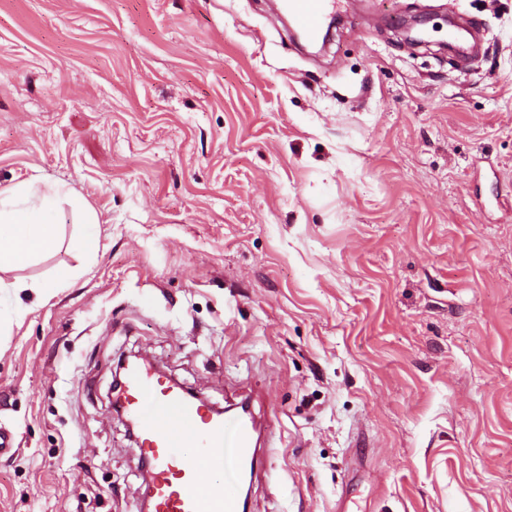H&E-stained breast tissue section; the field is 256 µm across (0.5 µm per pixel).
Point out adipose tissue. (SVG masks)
I'll use <instances>...</instances> for the list:
<instances>
[{
    "mask_svg": "<svg viewBox=\"0 0 512 512\" xmlns=\"http://www.w3.org/2000/svg\"><path fill=\"white\" fill-rule=\"evenodd\" d=\"M65 203L82 226L77 248L88 256L96 253V214L66 186L30 180L0 191V273L29 265L55 247L56 210Z\"/></svg>",
    "mask_w": 512,
    "mask_h": 512,
    "instance_id": "ef3b65f1",
    "label": "adipose tissue"
}]
</instances>
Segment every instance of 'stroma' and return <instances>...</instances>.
Listing matches in <instances>:
<instances>
[{
	"label": "stroma",
	"mask_w": 512,
	"mask_h": 512,
	"mask_svg": "<svg viewBox=\"0 0 512 512\" xmlns=\"http://www.w3.org/2000/svg\"><path fill=\"white\" fill-rule=\"evenodd\" d=\"M378 3L0 0V191L100 232L5 275L0 512H141L132 353L269 425L249 512H512V0ZM337 1V0H336ZM335 0H283L284 7L295 24L308 38L316 40L321 32L325 15L336 5Z\"/></svg>",
	"instance_id": "obj_1"
}]
</instances>
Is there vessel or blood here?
Masks as SVG:
<instances>
[{"mask_svg":"<svg viewBox=\"0 0 512 512\" xmlns=\"http://www.w3.org/2000/svg\"><path fill=\"white\" fill-rule=\"evenodd\" d=\"M295 24L318 38L336 0H283ZM115 404L136 428L148 464L149 512H247L244 492L255 475L259 429L250 412L216 413L164 374L126 371Z\"/></svg>","mask_w":512,"mask_h":512,"instance_id":"b4317fda","label":"vessel or blood"}]
</instances>
